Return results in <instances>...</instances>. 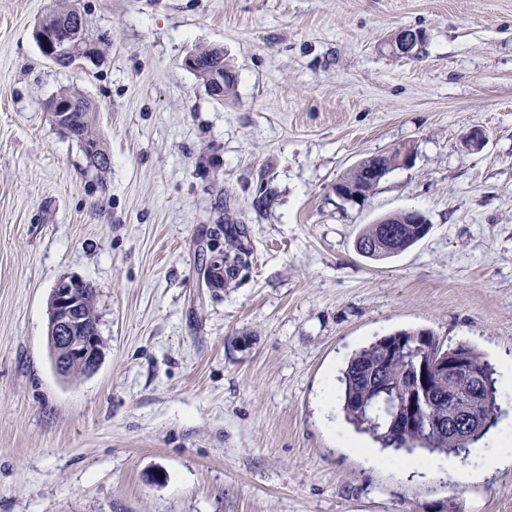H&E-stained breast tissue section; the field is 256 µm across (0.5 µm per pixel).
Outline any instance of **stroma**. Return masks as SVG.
<instances>
[{
	"instance_id": "obj_1",
	"label": "stroma",
	"mask_w": 512,
	"mask_h": 512,
	"mask_svg": "<svg viewBox=\"0 0 512 512\" xmlns=\"http://www.w3.org/2000/svg\"><path fill=\"white\" fill-rule=\"evenodd\" d=\"M73 6L99 56L64 67L35 29ZM403 28L419 55H392ZM205 49L231 95L187 66ZM64 90L106 172L52 123ZM400 143L410 166L337 197ZM411 209L426 238L357 252ZM232 235L238 272L205 281ZM64 275L97 289L90 376L48 356ZM418 328L496 368L498 422L463 463L512 448V0H0V512H512V463L461 482L346 422L349 356ZM198 55H199V62L197 64V67L193 68V66H195V57L194 56H190L187 59V64L189 67L193 68V71H195L199 75V77L202 78V80L205 82L206 85L210 81L209 68L212 65L217 63L216 61H213L212 63H210L206 60V58L209 56L211 58H213L214 56H218L217 59L222 61V66L224 67V73H225L224 95L223 96L230 95L235 87V84H236V76H235V73L233 72L232 68L229 66V64L225 63L223 53L220 51H217V50H204V51L199 52ZM60 95L69 98L71 102L67 116L70 133L67 136L76 141L80 147L83 144L86 149L95 147L96 153L93 155V159H89L91 167L96 171L106 170L109 166V158L99 147V143L94 136V109L92 104L76 93L66 92ZM364 164H358L353 166L346 175H344L337 183L339 188L347 193L359 194L364 198H367L377 187L371 182L368 171L364 170ZM401 214L408 218L406 224H389L387 216L378 218L375 224H368L367 227L359 235V242L362 245H374V251L371 247L366 248L370 255L378 253L380 257L391 256L394 253L406 251L419 241L416 232L418 226L421 225L419 236L424 238L429 231V222L427 217L418 210L401 211ZM400 213H394L390 217L393 221H398ZM376 249V250H375ZM378 250V251H377Z\"/></svg>"
}]
</instances>
